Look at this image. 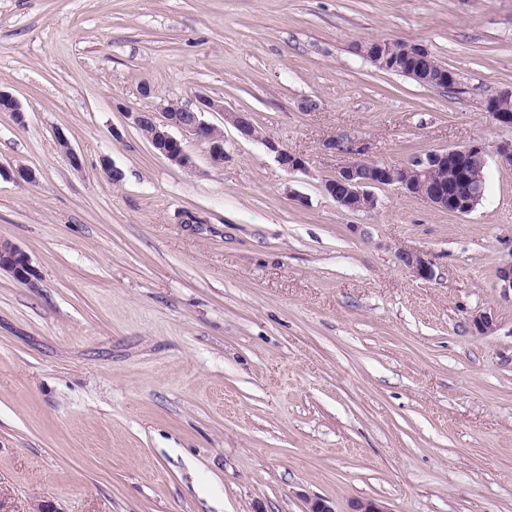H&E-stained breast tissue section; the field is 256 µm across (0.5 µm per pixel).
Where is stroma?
I'll return each instance as SVG.
<instances>
[{
    "instance_id": "1",
    "label": "stroma",
    "mask_w": 512,
    "mask_h": 512,
    "mask_svg": "<svg viewBox=\"0 0 512 512\" xmlns=\"http://www.w3.org/2000/svg\"><path fill=\"white\" fill-rule=\"evenodd\" d=\"M370 39L426 46L455 89ZM0 89L24 114L0 112V239L36 272H0V512H512V128L484 109L512 89V0H0ZM200 93L262 137L203 113L224 164L188 137L186 169L131 115ZM475 140L463 216L323 189ZM403 264L411 270L416 277L430 280L434 276L432 264L423 253H403L401 255Z\"/></svg>"
}]
</instances>
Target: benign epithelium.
Returning <instances> with one entry per match:
<instances>
[{
	"instance_id": "1",
	"label": "benign epithelium",
	"mask_w": 512,
	"mask_h": 512,
	"mask_svg": "<svg viewBox=\"0 0 512 512\" xmlns=\"http://www.w3.org/2000/svg\"><path fill=\"white\" fill-rule=\"evenodd\" d=\"M399 53L413 62L412 77L421 84H448V72H435L429 66L433 54L425 46L405 42ZM204 112L223 113L224 121L231 123L245 139L259 137L247 113L227 112L222 102L203 95L198 96L196 108L187 112L177 111L173 102L161 106L160 113L164 116L162 121L157 119L154 111H138L132 113V116L137 127L150 130V144L169 161L183 168L192 167L191 158L185 152L182 141L172 134V130L176 129L205 143L212 164L220 166L224 164V136L210 134L213 126L201 120ZM472 159L487 163L485 143L475 140L464 146L429 151L407 165H388L358 158L336 174L334 181L324 183V191L338 206L348 211L367 212L378 205V198L371 188L386 183L396 184L442 210L466 215L483 198V190L477 186L479 176L465 164V161ZM278 160L283 168L291 172L304 168V161L286 149L278 150ZM451 160L460 162L458 186L455 188L448 187V182L438 177L441 170L448 168ZM401 261L418 278L430 280L434 276L432 264L423 253H404ZM1 270L25 282L31 281L34 276L28 255L17 246L2 240Z\"/></svg>"
}]
</instances>
